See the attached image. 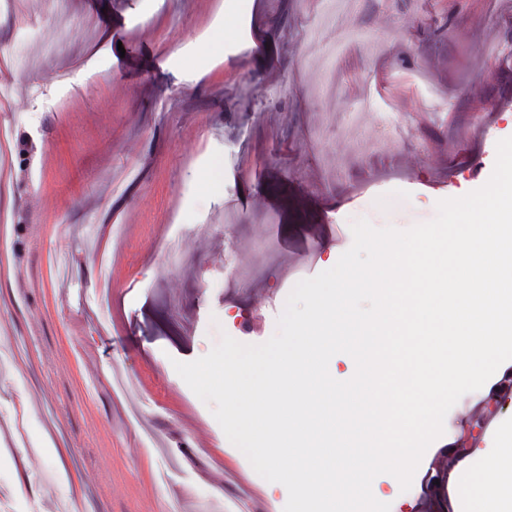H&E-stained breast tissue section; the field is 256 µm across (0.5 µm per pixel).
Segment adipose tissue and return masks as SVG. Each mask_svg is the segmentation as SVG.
I'll return each instance as SVG.
<instances>
[{
	"label": "adipose tissue",
	"mask_w": 512,
	"mask_h": 512,
	"mask_svg": "<svg viewBox=\"0 0 512 512\" xmlns=\"http://www.w3.org/2000/svg\"><path fill=\"white\" fill-rule=\"evenodd\" d=\"M484 456L496 479L476 489V512H512V423L497 426Z\"/></svg>",
	"instance_id": "adipose-tissue-1"
}]
</instances>
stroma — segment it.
I'll list each match as a JSON object with an SVG mask.
<instances>
[{
	"mask_svg": "<svg viewBox=\"0 0 512 512\" xmlns=\"http://www.w3.org/2000/svg\"><path fill=\"white\" fill-rule=\"evenodd\" d=\"M0 87V512H283L173 363L269 340L353 221L406 230L487 182L512 0H0ZM488 417L512 384L462 396L381 502L492 479Z\"/></svg>",
	"mask_w": 512,
	"mask_h": 512,
	"instance_id": "stroma-1",
	"label": "stroma"
}]
</instances>
